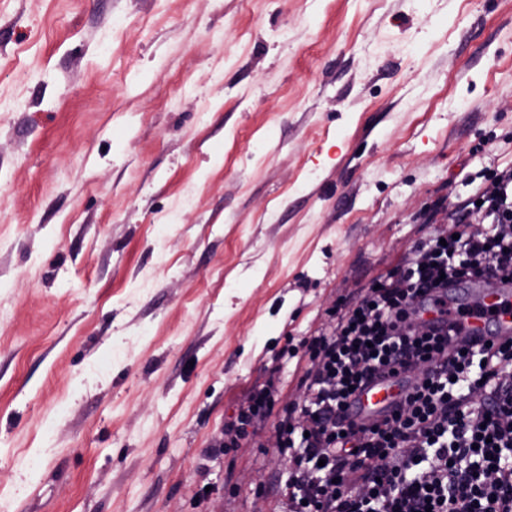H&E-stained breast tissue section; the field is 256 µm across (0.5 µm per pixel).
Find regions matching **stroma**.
<instances>
[{"mask_svg":"<svg viewBox=\"0 0 512 512\" xmlns=\"http://www.w3.org/2000/svg\"><path fill=\"white\" fill-rule=\"evenodd\" d=\"M493 162L512 0H0V512H272L225 422Z\"/></svg>","mask_w":512,"mask_h":512,"instance_id":"stroma-1","label":"stroma"}]
</instances>
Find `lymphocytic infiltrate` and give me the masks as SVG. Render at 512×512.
Masks as SVG:
<instances>
[{"instance_id": "f902f5d3", "label": "lymphocytic infiltrate", "mask_w": 512, "mask_h": 512, "mask_svg": "<svg viewBox=\"0 0 512 512\" xmlns=\"http://www.w3.org/2000/svg\"><path fill=\"white\" fill-rule=\"evenodd\" d=\"M433 233L357 297L327 309L328 330L283 347L279 364L309 361L297 403L279 380L254 385L218 442L254 443L273 423L288 476L277 512H512V342L470 348L461 325L423 320L419 298L447 295L467 278L512 274V165L487 168ZM414 382L371 422L350 412L373 375Z\"/></svg>"}]
</instances>
